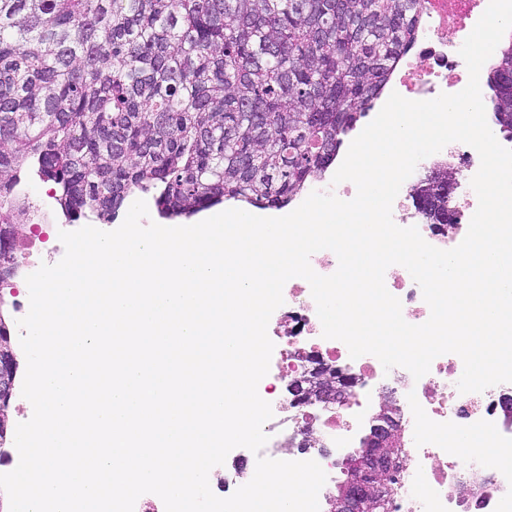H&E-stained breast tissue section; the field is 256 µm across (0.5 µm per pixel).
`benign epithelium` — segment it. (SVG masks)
<instances>
[{
    "label": "benign epithelium",
    "mask_w": 512,
    "mask_h": 512,
    "mask_svg": "<svg viewBox=\"0 0 512 512\" xmlns=\"http://www.w3.org/2000/svg\"><path fill=\"white\" fill-rule=\"evenodd\" d=\"M426 184L439 193H453L457 186L456 172L438 168ZM12 362L0 356V422L6 423L4 409L13 397ZM349 387L347 374L338 367L316 364L310 370L290 376L287 388L292 402L300 406L337 404L343 389ZM368 448L348 454L342 465L348 479L337 494L328 499L330 512H375L378 502L389 489L393 469L403 465L401 448L405 426L392 392L383 391L379 410L369 419Z\"/></svg>",
    "instance_id": "1"
}]
</instances>
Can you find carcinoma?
<instances>
[{"label": "carcinoma", "instance_id": "1", "mask_svg": "<svg viewBox=\"0 0 512 512\" xmlns=\"http://www.w3.org/2000/svg\"><path fill=\"white\" fill-rule=\"evenodd\" d=\"M418 0H0V203L20 172L110 223L281 208L324 173L411 45ZM487 84L512 140V43Z\"/></svg>", "mask_w": 512, "mask_h": 512}]
</instances>
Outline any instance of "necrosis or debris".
<instances>
[{"label": "necrosis or debris", "mask_w": 512, "mask_h": 512, "mask_svg": "<svg viewBox=\"0 0 512 512\" xmlns=\"http://www.w3.org/2000/svg\"><path fill=\"white\" fill-rule=\"evenodd\" d=\"M488 5V0H421L418 31L411 45V56L402 57L391 76L392 88L410 100H431L440 94H454L468 83L469 75L459 50ZM459 192L448 202L459 223H469L478 199L470 186L480 167L475 149L463 153ZM395 223L418 228L430 245L444 249L434 225L426 223L408 190H400L392 207ZM388 291L402 304L404 319L419 325L430 316L420 286L411 274L389 275ZM284 302L277 335L280 339L277 372L292 371L302 365V355L317 356L328 364L348 363L357 382L351 391L346 410L328 409L318 425V441L314 447L281 450L278 439L294 435L298 426L312 419L307 408L287 403L263 427L269 440L262 450L265 457L292 461L313 460L328 478L336 476L333 449L345 447L355 418L367 403L369 387L379 382L391 383L404 410L409 429L405 442L410 465L402 475L401 494L391 512H512V464L486 469L488 449H512V431L500 425V398L512 395V383H502L483 392L460 393L457 383L462 376V359L453 353L436 357L429 372L413 378L402 367L384 370L372 355L351 358L347 346L322 335V325L309 283L293 278L283 287ZM470 474L485 483L480 498L462 503L448 492L449 484Z\"/></svg>", "instance_id": "1"}]
</instances>
